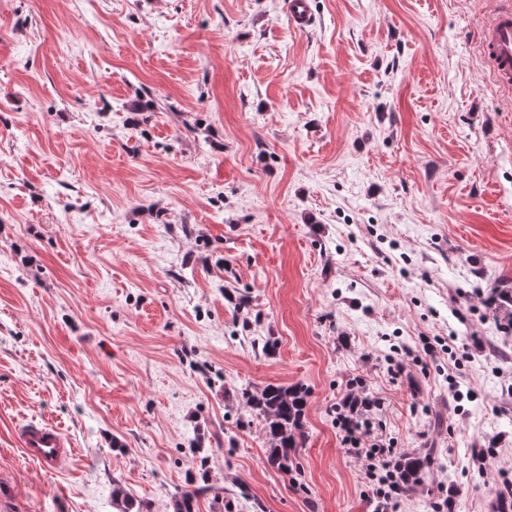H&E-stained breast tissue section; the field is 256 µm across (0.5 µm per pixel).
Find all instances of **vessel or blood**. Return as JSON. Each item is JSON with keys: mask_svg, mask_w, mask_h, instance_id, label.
<instances>
[{"mask_svg": "<svg viewBox=\"0 0 512 512\" xmlns=\"http://www.w3.org/2000/svg\"><path fill=\"white\" fill-rule=\"evenodd\" d=\"M480 50L488 61L500 92L512 101V0H495L480 30ZM25 455L49 472L63 469L72 454L58 427L32 422L19 432Z\"/></svg>", "mask_w": 512, "mask_h": 512, "instance_id": "obj_1", "label": "vessel or blood"}]
</instances>
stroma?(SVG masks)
Masks as SVG:
<instances>
[{"instance_id":"1","label":"stroma","mask_w":512,"mask_h":512,"mask_svg":"<svg viewBox=\"0 0 512 512\" xmlns=\"http://www.w3.org/2000/svg\"><path fill=\"white\" fill-rule=\"evenodd\" d=\"M488 0H0V512H373L337 407L512 512V111ZM450 342L426 354L423 341ZM456 377L474 393L455 402ZM299 384L283 474L241 390ZM57 426L49 474L17 429ZM496 449L485 467L476 450Z\"/></svg>"}]
</instances>
